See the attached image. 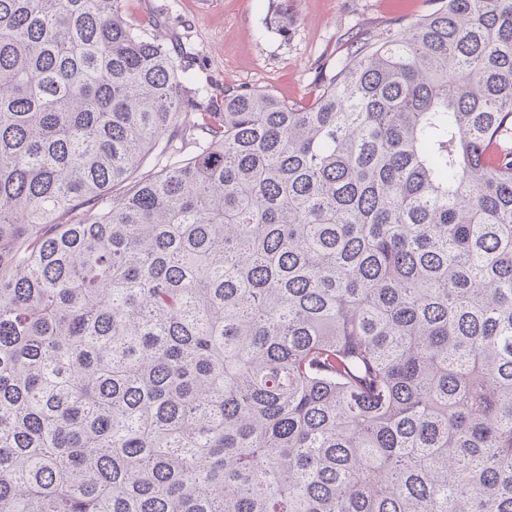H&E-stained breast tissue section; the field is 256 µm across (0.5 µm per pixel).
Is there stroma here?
<instances>
[{
	"label": "stroma",
	"instance_id": "obj_1",
	"mask_svg": "<svg viewBox=\"0 0 512 512\" xmlns=\"http://www.w3.org/2000/svg\"><path fill=\"white\" fill-rule=\"evenodd\" d=\"M432 0H291L287 36L266 21L270 0H125L127 20L161 17L177 44L191 48L190 74L215 95L264 89L288 103L307 101L317 67L355 38L409 24Z\"/></svg>",
	"mask_w": 512,
	"mask_h": 512
}]
</instances>
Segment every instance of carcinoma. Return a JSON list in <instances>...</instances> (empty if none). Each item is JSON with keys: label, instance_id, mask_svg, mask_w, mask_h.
I'll return each instance as SVG.
<instances>
[{"label": "carcinoma", "instance_id": "cac0c4a2", "mask_svg": "<svg viewBox=\"0 0 512 512\" xmlns=\"http://www.w3.org/2000/svg\"><path fill=\"white\" fill-rule=\"evenodd\" d=\"M181 58L0 0V512H512V0L303 105Z\"/></svg>", "mask_w": 512, "mask_h": 512}]
</instances>
